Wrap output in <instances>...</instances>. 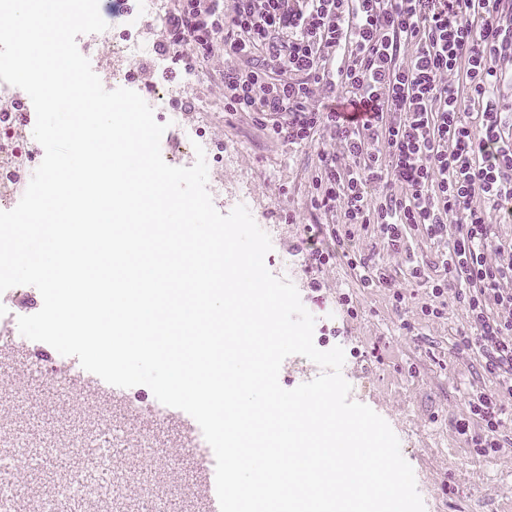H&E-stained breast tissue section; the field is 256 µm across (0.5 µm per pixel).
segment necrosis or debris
<instances>
[{
	"label": "necrosis or debris",
	"mask_w": 512,
	"mask_h": 512,
	"mask_svg": "<svg viewBox=\"0 0 512 512\" xmlns=\"http://www.w3.org/2000/svg\"><path fill=\"white\" fill-rule=\"evenodd\" d=\"M160 12V0H134L132 21L127 27L87 35V46L98 59L106 61L116 81H130L136 62L149 55L150 46L143 32L158 20ZM23 99V91L15 86L0 85V205L6 207L12 206L16 192L12 174L34 161L32 152L27 148L29 134L20 129L12 118ZM144 99L153 111L163 114L178 131L182 148L175 156L177 163L192 166L196 161V147H203L213 170L207 189L212 200H223L224 180L220 171L224 166V151L204 125L185 126L179 105V89L153 83L146 87Z\"/></svg>",
	"instance_id": "necrosis-or-debris-1"
}]
</instances>
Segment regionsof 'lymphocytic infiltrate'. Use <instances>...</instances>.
<instances>
[{"instance_id": "f902f5d3", "label": "lymphocytic infiltrate", "mask_w": 512, "mask_h": 512, "mask_svg": "<svg viewBox=\"0 0 512 512\" xmlns=\"http://www.w3.org/2000/svg\"><path fill=\"white\" fill-rule=\"evenodd\" d=\"M166 38L196 59L224 52V110L268 138L320 150L306 225L316 268L342 263L366 288L387 285L355 243L373 227L391 253L406 231L447 241L439 300L454 292L469 315L463 349H479L498 390L468 402L456 431L480 452L498 448L501 400L512 397V0H172ZM480 431H473V423Z\"/></svg>"}]
</instances>
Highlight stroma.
I'll list each match as a JSON object with an SVG mask.
<instances>
[{"label": "stroma", "mask_w": 512, "mask_h": 512, "mask_svg": "<svg viewBox=\"0 0 512 512\" xmlns=\"http://www.w3.org/2000/svg\"><path fill=\"white\" fill-rule=\"evenodd\" d=\"M146 82L182 87L185 111L205 119L213 136L224 143V212L245 205L257 225L271 238L267 269L297 287L305 308L315 317L313 340L322 351L342 347L343 377L360 388L357 402L383 417L400 440L401 452L412 466L425 512H512V398L504 399L498 451L481 455L456 432L457 420L469 414L468 401L480 391L494 389L495 378L484 374L478 350H460L459 334L468 328L467 309L448 297L441 317L424 316L429 303L425 285L410 275L408 253L426 264V275L439 277L438 255L445 242L428 239L422 230L407 232L408 252L389 253L376 247L372 230H358L359 245L375 253L391 284L365 288L343 265L308 268L306 254L295 245L305 225L317 214L309 200L319 144L299 148L267 138L251 119L224 114L221 74L223 54L197 62L193 73L174 66L159 52L146 58ZM405 301L396 304L394 292ZM43 380L28 384L26 398L14 403L0 397V410L28 438L64 432L66 424L84 418L86 407H97V423L113 422L111 403L94 387L46 376L57 358L50 345H28ZM137 465L127 481L163 466L179 437L156 429L145 432Z\"/></svg>", "instance_id": "obj_1"}]
</instances>
